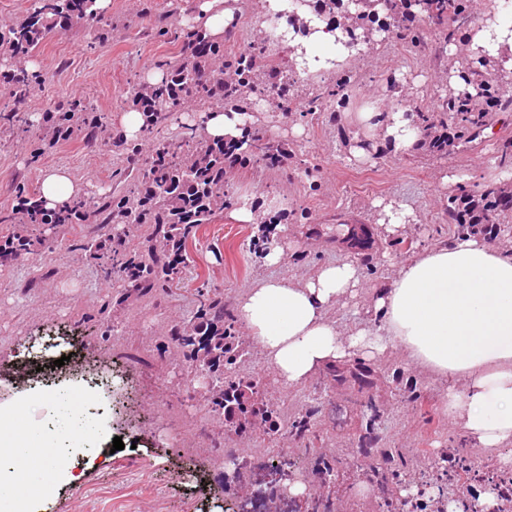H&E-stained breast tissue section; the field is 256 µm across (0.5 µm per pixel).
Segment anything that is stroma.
I'll return each instance as SVG.
<instances>
[{
    "label": "stroma",
    "mask_w": 512,
    "mask_h": 512,
    "mask_svg": "<svg viewBox=\"0 0 512 512\" xmlns=\"http://www.w3.org/2000/svg\"><path fill=\"white\" fill-rule=\"evenodd\" d=\"M197 2L111 0L105 12L112 20L109 41L90 45L85 29L44 41L29 59L30 73L47 77L44 85L33 86L26 104L35 127L43 128V115L78 93L108 116L112 148L94 151L83 140L70 139L46 149L35 162L30 141L0 143V209L16 205L17 186L39 190L42 176L52 169L66 168L79 182L110 189L113 171L149 158L155 139L140 138L141 153L131 154L119 119L131 109L130 85L153 76L158 60L178 54V36L193 30ZM158 14L165 16L169 36H156ZM449 62L433 33L410 49L389 37L344 63L351 98L335 120L302 110L305 96L329 82L326 74L299 77L289 113L261 102L252 128L287 143L291 156L282 167L250 163L234 168L228 179L234 198L189 241L177 286L114 306L112 299L124 293L125 282L104 279L80 252L63 245L0 266V404L30 392L23 368L31 359L57 363L55 386L97 384L96 406L71 407L57 394L28 414L31 424L54 439L71 424L83 426L84 435L69 445L96 457L76 486L48 470L44 478L53 491L36 512H224L229 495L225 449H238L263 465L268 449L283 442L263 423L237 434L220 426L200 432L202 386L188 384L180 351L162 338L171 323L194 312L198 289L222 291L232 310L258 278L303 280L326 262L362 264L363 255L337 241V221L374 229L373 269L363 270L356 298L330 311L344 330L366 319L373 292L392 280L397 262L453 239L456 229L444 213L453 186L443 178L453 175L471 185L491 179L486 159L498 139L512 136V112L492 113L494 126L484 138L449 146L441 155L421 146L401 153L379 141L368 159L354 160L347 156L345 140L358 113L431 108ZM382 199L411 209L416 223L397 237L375 230V204ZM243 206L258 213L259 223L231 220V212ZM284 237L295 243L287 260L263 265L268 245ZM365 366L372 372L368 395L378 416L369 424L354 420L341 426L339 411L361 408L345 388L325 387L317 378L299 388L282 387L255 349L236 367L238 376L265 378V399L277 412L279 429L314 411L318 440L311 451L292 450L288 457L294 472L310 481L316 478L314 458L335 461V512H388L389 503H401L420 488L438 499L441 483L428 465L452 451L481 462L493 476L512 473V462L472 447L459 428L449 425L447 384L412 368L395 349ZM117 436L124 443L118 451L113 448ZM384 448L392 449L400 466L397 478L387 476L380 456Z\"/></svg>",
    "instance_id": "35a3bbf8"
}]
</instances>
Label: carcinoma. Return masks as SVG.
I'll return each mask as SVG.
<instances>
[{"label":"carcinoma","instance_id":"carcinoma-1","mask_svg":"<svg viewBox=\"0 0 512 512\" xmlns=\"http://www.w3.org/2000/svg\"><path fill=\"white\" fill-rule=\"evenodd\" d=\"M93 0H34L19 21L0 26V53L24 58L52 33L69 32L96 23L94 40L112 38V21L91 13ZM313 12L339 31V40L348 43H369L377 33H399L412 44L419 32L401 24V16L412 9L420 28L432 30L439 43L451 48L460 41L459 33L474 26L478 19L468 11L467 0H307ZM182 59L162 64L163 77L156 83L143 82L130 87L132 108L146 116L142 130L152 136L168 125L173 114L182 110L187 100L207 108L241 109L251 97L278 99L277 107L288 111V91L294 77L290 71L271 67L260 77L251 69L253 53L265 46H252L238 53L224 52V44L210 41L193 30L182 41ZM512 53L491 58L482 50L465 44L457 54L456 65L448 75V88L438 94L430 110L410 114L412 126L425 133L436 124L447 126L456 140L467 143L479 138L477 131L489 126V109L484 103L512 109V97L500 96L512 85ZM36 76L27 73H4L0 84L7 86L10 101L0 107V128L17 136L33 137L36 152L58 140L59 125L69 127V137L96 141L103 149L111 145L108 124L102 116L86 123L79 114L88 111L84 101L68 104L65 114L47 123L44 132L33 134V124L25 110L31 84ZM347 84L339 81L325 89L321 96L307 101L309 112H335L346 102ZM249 156L255 160L271 159L286 147L256 136L247 143ZM495 167H512V139L505 140L494 151ZM126 188L121 193L88 191L58 208V226L80 224L87 234L69 240V246L84 253L110 279L119 277L130 283L131 291L149 295L155 288L169 283L180 273L171 260V252L159 245L166 236L182 245L192 230L206 224L212 215L224 208V141H205L197 128L187 125L174 141H160L155 156L143 166L124 176ZM19 205L0 210V224L14 230V235L31 239L32 247L43 244L41 224L44 207L36 194H24ZM512 210V186L489 181L476 188L459 185L448 196V223L457 232H473L481 224H492L493 213ZM149 226L140 243L137 256H132L120 243L103 245L111 238L113 224ZM336 234L343 236L357 252L370 249L371 236L367 227L336 225ZM142 269V275L131 278L132 266ZM166 340L182 352L188 373L204 374L211 384L204 387L203 399L208 410L222 418L225 425L236 428L254 413L256 398L264 386L261 377L243 380L234 374L238 360L248 351L236 342L231 327L224 325V294H203L196 311L171 326ZM353 378L357 391H363L366 381L361 374H350L340 366H330L323 372V383H340ZM312 414L307 413L291 424L290 438H303L313 433Z\"/></svg>","mask_w":512,"mask_h":512}]
</instances>
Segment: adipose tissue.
I'll list each match as a JSON object with an SVG mask.
<instances>
[{"mask_svg":"<svg viewBox=\"0 0 512 512\" xmlns=\"http://www.w3.org/2000/svg\"><path fill=\"white\" fill-rule=\"evenodd\" d=\"M286 38L303 49L296 69L310 74L332 70L350 55L326 21L309 14ZM369 132L398 151L418 141L404 113L362 112L352 158L366 157ZM360 286L361 270L349 259L322 264L302 281L261 278L238 300L237 318L283 387L303 386L327 366L373 359L394 347L409 365L447 382L448 421L471 445L512 446V249L472 234L423 249L376 290L375 319L342 331L329 311ZM51 445L26 422L0 429V458Z\"/></svg>","mask_w":512,"mask_h":512,"instance_id":"obj_1","label":"adipose tissue"}]
</instances>
